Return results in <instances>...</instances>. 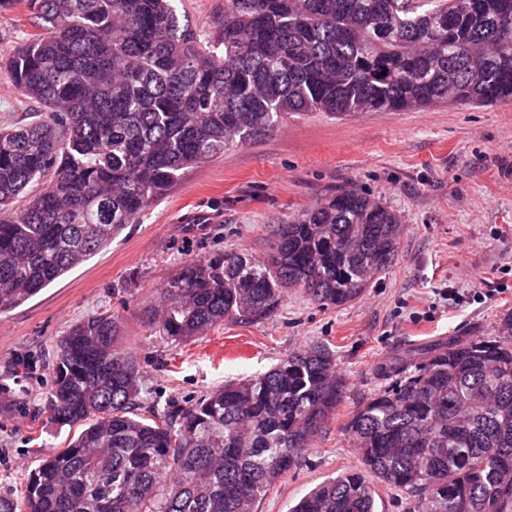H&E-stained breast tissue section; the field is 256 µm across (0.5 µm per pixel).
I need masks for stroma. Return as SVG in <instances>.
I'll use <instances>...</instances> for the list:
<instances>
[{"label": "stroma", "mask_w": 512, "mask_h": 512, "mask_svg": "<svg viewBox=\"0 0 512 512\" xmlns=\"http://www.w3.org/2000/svg\"><path fill=\"white\" fill-rule=\"evenodd\" d=\"M36 105L0 77V127L36 120ZM339 191H355L400 216L392 266L341 306L292 289L269 319L224 322L174 342L145 321L160 288L189 259L222 253L266 258L274 225ZM494 288L477 298L481 285ZM459 297L444 300L440 291ZM118 314L120 346L140 375V403L161 413L189 406L226 382L266 372L289 350H335L346 394L255 512H289L327 478L358 462L348 423L389 386L392 356L449 337L496 336L512 313V102H445L334 119L285 118L271 135L190 169L103 250L21 307L0 315V494L64 448L69 427L47 404L55 346L77 322Z\"/></svg>", "instance_id": "1"}]
</instances>
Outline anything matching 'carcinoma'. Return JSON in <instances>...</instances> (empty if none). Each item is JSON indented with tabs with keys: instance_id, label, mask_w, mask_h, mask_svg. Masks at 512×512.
Returning <instances> with one entry per match:
<instances>
[{
	"instance_id": "carcinoma-1",
	"label": "carcinoma",
	"mask_w": 512,
	"mask_h": 512,
	"mask_svg": "<svg viewBox=\"0 0 512 512\" xmlns=\"http://www.w3.org/2000/svg\"><path fill=\"white\" fill-rule=\"evenodd\" d=\"M20 1L38 32L0 72L48 115L0 127V314L102 250L185 170L290 114L512 101V0H224L213 31L175 0L0 9ZM401 231L383 204L338 192L277 225L266 261L185 262L150 318L180 341L266 319L290 288L342 306L392 265ZM504 325L383 366L395 382L348 424L360 466L290 512H377L376 481L405 492L407 512H512V314ZM118 329L93 316L58 340L49 417L80 431L0 512H254L343 398L336 354L316 343L180 412L144 414Z\"/></svg>"
}]
</instances>
